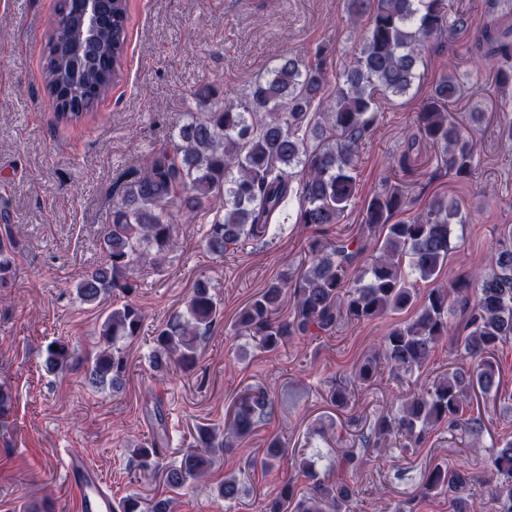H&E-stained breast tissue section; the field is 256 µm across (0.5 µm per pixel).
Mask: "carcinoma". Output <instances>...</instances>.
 Returning <instances> with one entry per match:
<instances>
[{
	"label": "carcinoma",
	"mask_w": 512,
	"mask_h": 512,
	"mask_svg": "<svg viewBox=\"0 0 512 512\" xmlns=\"http://www.w3.org/2000/svg\"><path fill=\"white\" fill-rule=\"evenodd\" d=\"M64 20L52 27L46 43L44 83L57 118L70 122L89 114L122 76L126 44L127 0H106L105 19L84 54L75 53L83 42L80 19L61 0ZM351 21L369 15L367 26H353L359 44L354 64L343 69L334 97L325 100L328 50L313 52L305 62L288 54L263 77L255 80L236 105H227L210 84L195 98L204 106L192 112L172 139L162 142L145 170L116 185L110 222L105 226L101 264L86 271L76 283L77 296L96 303L117 291L133 294L128 277L145 255L162 261L176 245L169 209L182 204L193 212L224 196V212L215 214L204 239L207 250L223 255L247 241H265L295 209L296 224L319 228L338 224L357 193L356 159L360 145L371 134L379 113L376 95L405 96L419 78L430 43L444 45L467 29L462 14L450 17L447 0H347ZM476 68L496 66L495 83L512 90V25L493 16L474 33L470 47ZM462 85L454 72L436 81L416 113L417 133L400 156L398 167L410 174L416 150L425 142L441 153L448 174L465 179L478 167L477 154L464 127L448 111ZM302 180L293 184L294 169ZM410 204L400 184H387L368 201L363 233L315 238L308 243L310 265L298 273H284L268 284L236 317L240 336L257 341L265 351H276L290 339L331 333L344 320L380 318L411 310L413 315L391 326L378 350L358 364L362 384L377 381L384 370L397 376L413 374L429 360L442 341L472 361L467 369L453 370L432 386L411 390L400 409L380 414L361 444L383 452L396 439L400 450L418 448L439 426L460 428L470 434L483 430L482 417L461 420L464 406L476 391L499 389L500 370L494 358L499 345L512 337V230L500 234L492 254V272L467 274L440 282L448 266L451 225L462 222L456 201L433 198L409 221L393 217ZM411 269L433 287L420 294L405 273ZM15 270V244L0 236V287ZM294 300V312L283 313L285 294ZM462 313V328L452 333L448 314ZM219 309L209 286L200 282L186 304L153 337V365L172 364L193 370L200 341L217 321ZM144 313L131 301L112 309L103 319L100 336L105 345L86 360L85 373L96 386L121 388L126 360L113 344L140 335ZM57 350H52V347ZM81 359L69 343L56 339L46 348L44 366L50 373L74 368ZM275 413V403L262 387H249L234 400L224 420V432L198 426L191 435L192 450L180 464L166 463L167 449L159 443L139 442L133 454L140 467L161 472L167 485L183 487L203 480L214 458L247 439L258 424ZM288 456L280 437L272 438L261 458L247 460L273 470ZM294 465L310 483L299 494L286 479L265 512H352L356 495L354 477L363 465L358 448H346L320 473L316 461L296 455ZM486 493L498 512H512V440L490 453ZM472 476L463 468L437 463L424 472V494L452 496L455 512H474L470 494ZM116 512H171L168 499L146 505L140 497L118 501Z\"/></svg>",
	"instance_id": "carcinoma-1"
}]
</instances>
